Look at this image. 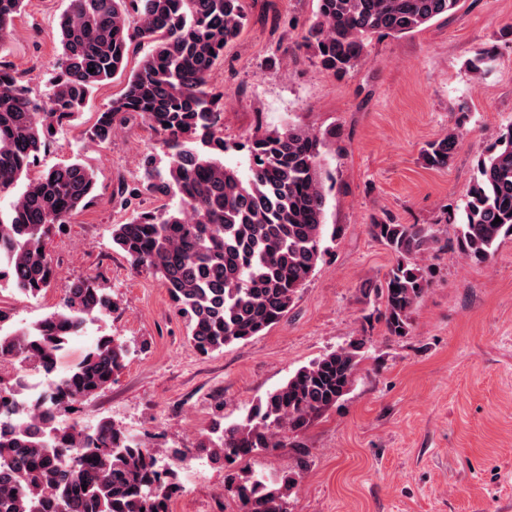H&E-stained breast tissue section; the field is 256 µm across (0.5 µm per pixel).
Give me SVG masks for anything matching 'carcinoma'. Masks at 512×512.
Returning a JSON list of instances; mask_svg holds the SVG:
<instances>
[{"instance_id":"1","label":"carcinoma","mask_w":512,"mask_h":512,"mask_svg":"<svg viewBox=\"0 0 512 512\" xmlns=\"http://www.w3.org/2000/svg\"><path fill=\"white\" fill-rule=\"evenodd\" d=\"M25 0H0V44L10 36ZM460 0H319L304 44L324 70L345 74L361 60L374 33L404 35L454 11ZM247 24L243 0H70L58 18V74L42 102L29 96L12 67L0 61V196L13 195L0 214L5 284L25 296L50 285V235L94 198L95 173L79 160L30 179L28 172L54 131L69 124L102 84L127 67L130 45L152 43L123 92L97 114L89 137L107 144L113 129L137 115L162 135L167 164L145 160L132 183H118L122 208L169 193L176 207L136 210L112 225V247L167 288L192 348L209 354L249 340L277 324L325 254L326 198L318 176L323 140L286 127L256 132L247 175L224 164L219 95L208 76ZM207 147L201 152L197 143ZM459 147L450 133L426 144L421 159L445 168ZM501 222L493 224L495 218ZM455 250L485 262L512 234V126L479 159L460 215ZM395 257L378 284L362 296L376 304L391 336L409 332V317L429 280L420 260L437 243L427 224L370 225ZM112 295L92 276L62 293L42 331L30 333L0 309V418L14 411L21 368H59L65 340L92 316L112 314ZM365 340L355 339L291 374L252 406L246 417L215 424L200 442L207 458L233 464L262 448H279V432L302 431L350 389ZM129 347L102 336L64 372L65 385L22 420L0 426V512H169L182 491L177 472L157 451L129 439L110 420L92 428L59 415L112 384ZM87 488H82V485ZM295 478L273 486L258 476L236 485L242 512H288Z\"/></svg>"}]
</instances>
